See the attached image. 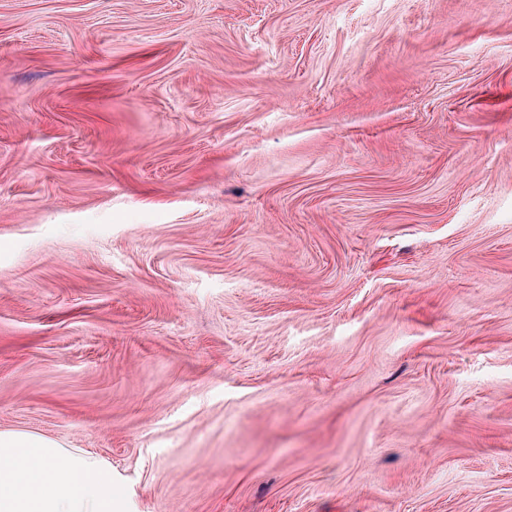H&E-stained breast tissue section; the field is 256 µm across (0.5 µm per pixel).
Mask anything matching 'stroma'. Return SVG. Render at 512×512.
Wrapping results in <instances>:
<instances>
[{
  "instance_id": "obj_1",
  "label": "stroma",
  "mask_w": 512,
  "mask_h": 512,
  "mask_svg": "<svg viewBox=\"0 0 512 512\" xmlns=\"http://www.w3.org/2000/svg\"><path fill=\"white\" fill-rule=\"evenodd\" d=\"M0 430L126 512H512V0H0Z\"/></svg>"
}]
</instances>
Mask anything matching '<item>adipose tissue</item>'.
Wrapping results in <instances>:
<instances>
[{"mask_svg":"<svg viewBox=\"0 0 512 512\" xmlns=\"http://www.w3.org/2000/svg\"><path fill=\"white\" fill-rule=\"evenodd\" d=\"M0 512H124L112 471L46 437L0 431Z\"/></svg>","mask_w":512,"mask_h":512,"instance_id":"ef3b65f1","label":"adipose tissue"}]
</instances>
